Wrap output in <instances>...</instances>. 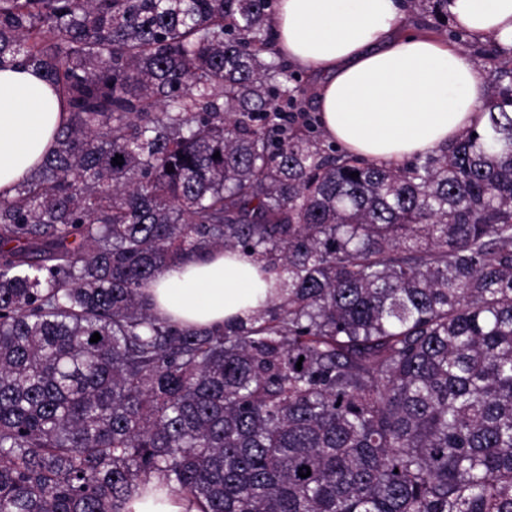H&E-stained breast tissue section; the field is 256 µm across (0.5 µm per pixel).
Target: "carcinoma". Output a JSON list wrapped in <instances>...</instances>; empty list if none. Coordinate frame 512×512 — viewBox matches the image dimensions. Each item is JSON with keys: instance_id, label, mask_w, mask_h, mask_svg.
I'll use <instances>...</instances> for the list:
<instances>
[{"instance_id": "1", "label": "carcinoma", "mask_w": 512, "mask_h": 512, "mask_svg": "<svg viewBox=\"0 0 512 512\" xmlns=\"http://www.w3.org/2000/svg\"><path fill=\"white\" fill-rule=\"evenodd\" d=\"M273 3L0 0V69L68 114L0 198V512L153 477L200 512H512V52L481 50L484 129L387 165L325 139ZM217 249L279 295L157 318L142 288Z\"/></svg>"}]
</instances>
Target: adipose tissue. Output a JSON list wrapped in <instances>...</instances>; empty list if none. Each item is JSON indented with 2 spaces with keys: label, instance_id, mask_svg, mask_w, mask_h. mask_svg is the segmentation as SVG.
<instances>
[{
  "label": "adipose tissue",
  "instance_id": "ef3b65f1",
  "mask_svg": "<svg viewBox=\"0 0 512 512\" xmlns=\"http://www.w3.org/2000/svg\"><path fill=\"white\" fill-rule=\"evenodd\" d=\"M403 0H276V47L316 76L327 139L384 163L445 146L483 128V69L455 43L405 26ZM454 29L512 51V0H449ZM65 97L32 68L0 70V197L41 160L64 123ZM237 250L211 251L169 268L145 293L160 319L220 330L266 307L276 274ZM126 512H199L151 478Z\"/></svg>",
  "mask_w": 512,
  "mask_h": 512
}]
</instances>
